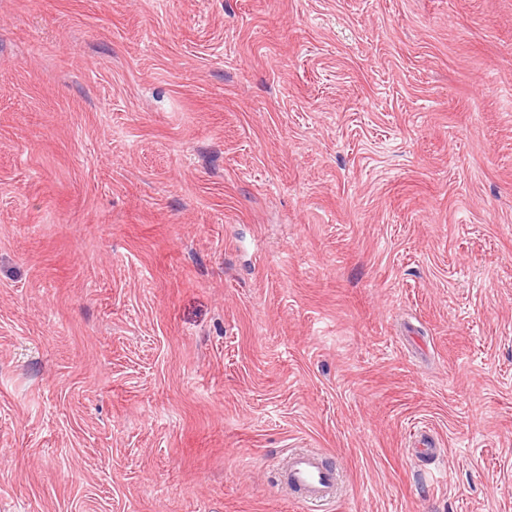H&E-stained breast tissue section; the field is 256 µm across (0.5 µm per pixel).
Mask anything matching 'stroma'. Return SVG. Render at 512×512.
I'll return each instance as SVG.
<instances>
[{"instance_id":"1","label":"stroma","mask_w":512,"mask_h":512,"mask_svg":"<svg viewBox=\"0 0 512 512\" xmlns=\"http://www.w3.org/2000/svg\"><path fill=\"white\" fill-rule=\"evenodd\" d=\"M296 448L512 512V0H0V512H305Z\"/></svg>"}]
</instances>
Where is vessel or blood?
Here are the masks:
<instances>
[{"instance_id":"1","label":"vessel or blood","mask_w":512,"mask_h":512,"mask_svg":"<svg viewBox=\"0 0 512 512\" xmlns=\"http://www.w3.org/2000/svg\"><path fill=\"white\" fill-rule=\"evenodd\" d=\"M279 478L297 500L305 505L337 500L341 474L318 451L296 449L289 453Z\"/></svg>"}]
</instances>
